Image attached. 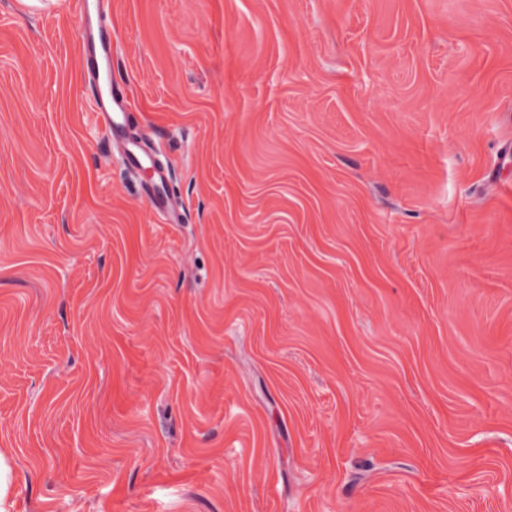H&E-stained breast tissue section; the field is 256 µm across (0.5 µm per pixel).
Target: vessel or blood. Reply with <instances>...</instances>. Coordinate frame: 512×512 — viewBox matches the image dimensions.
Wrapping results in <instances>:
<instances>
[{
	"label": "vessel or blood",
	"instance_id": "vessel-or-blood-1",
	"mask_svg": "<svg viewBox=\"0 0 512 512\" xmlns=\"http://www.w3.org/2000/svg\"><path fill=\"white\" fill-rule=\"evenodd\" d=\"M110 5L111 0L73 2L80 22L81 72L86 87L92 93L94 120L103 139L118 153L127 170H152L153 180L143 192L163 223L179 224L183 221L184 206L167 190L169 169L146 140L132 132L128 123L132 99L112 80V64L118 54V43L112 37L108 22Z\"/></svg>",
	"mask_w": 512,
	"mask_h": 512
}]
</instances>
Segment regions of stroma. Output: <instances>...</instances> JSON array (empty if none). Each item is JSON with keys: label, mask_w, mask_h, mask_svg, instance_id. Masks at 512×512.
<instances>
[{"label": "stroma", "mask_w": 512, "mask_h": 512, "mask_svg": "<svg viewBox=\"0 0 512 512\" xmlns=\"http://www.w3.org/2000/svg\"><path fill=\"white\" fill-rule=\"evenodd\" d=\"M183 200L0 0L11 512H512V0H112Z\"/></svg>", "instance_id": "35a3bbf8"}]
</instances>
